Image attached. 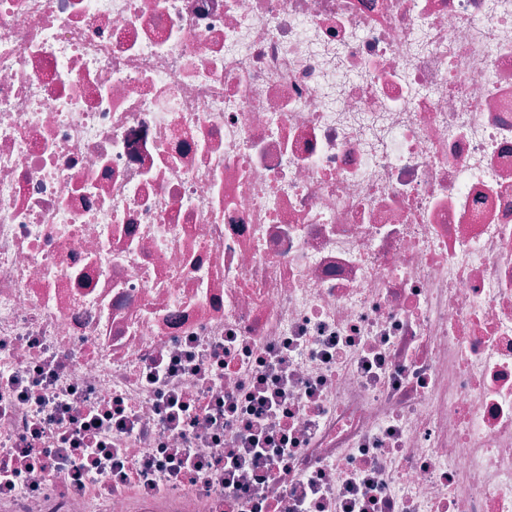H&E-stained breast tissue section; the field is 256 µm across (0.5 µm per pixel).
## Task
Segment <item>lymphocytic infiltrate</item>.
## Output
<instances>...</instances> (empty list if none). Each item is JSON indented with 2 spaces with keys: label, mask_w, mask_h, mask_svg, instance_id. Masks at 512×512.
<instances>
[{
  "label": "lymphocytic infiltrate",
  "mask_w": 512,
  "mask_h": 512,
  "mask_svg": "<svg viewBox=\"0 0 512 512\" xmlns=\"http://www.w3.org/2000/svg\"><path fill=\"white\" fill-rule=\"evenodd\" d=\"M228 355L240 357L254 374L250 388L229 403L221 389ZM188 372L197 374L202 382L193 398L173 386L175 379ZM57 377V365L38 347L28 359L26 376L0 370V419L13 417L20 407L29 409L23 433L0 449L1 494L35 492V485L26 478L32 469L61 479L62 489L77 494L97 490L104 496L119 495L134 481L154 496L171 493L190 480L205 490L211 474L224 473L231 481L247 463L260 480L275 470L288 471L296 453L298 441L288 400L293 382L284 345L253 350L230 336L202 355L194 339L188 338L181 354L159 357L137 374L140 384L154 388L159 395L161 425L186 428L207 416L211 440L218 447L224 443L225 423L241 429L244 450H225L210 458L192 445L172 449L165 447L161 436H150L126 396L83 406L66 392L43 396V389ZM147 438L155 444L153 454L137 463L130 461L126 453L129 442ZM306 487V493L293 503L284 495L268 497L260 485L235 490L234 495L243 499L246 512H321L325 502L319 477L310 476Z\"/></svg>",
  "instance_id": "lymphocytic-infiltrate-1"
}]
</instances>
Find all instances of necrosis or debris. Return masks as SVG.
Here are the masks:
<instances>
[{"instance_id": "necrosis-or-debris-1", "label": "necrosis or debris", "mask_w": 512, "mask_h": 512, "mask_svg": "<svg viewBox=\"0 0 512 512\" xmlns=\"http://www.w3.org/2000/svg\"><path fill=\"white\" fill-rule=\"evenodd\" d=\"M189 336L288 342L269 493L512 512V0H0V367L97 403Z\"/></svg>"}]
</instances>
